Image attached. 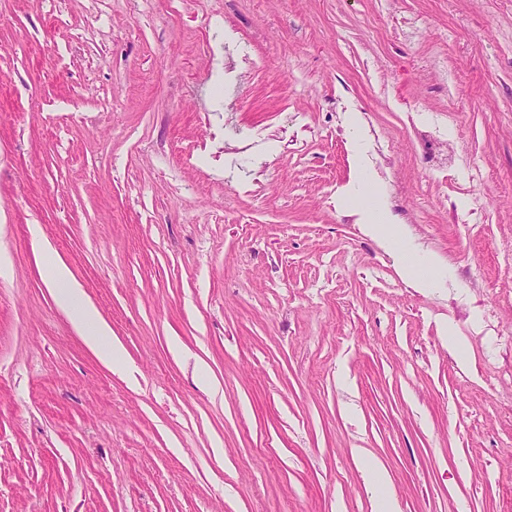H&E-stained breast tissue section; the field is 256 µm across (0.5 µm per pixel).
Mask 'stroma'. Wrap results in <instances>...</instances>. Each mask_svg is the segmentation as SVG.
<instances>
[{"instance_id": "35a3bbf8", "label": "stroma", "mask_w": 512, "mask_h": 512, "mask_svg": "<svg viewBox=\"0 0 512 512\" xmlns=\"http://www.w3.org/2000/svg\"><path fill=\"white\" fill-rule=\"evenodd\" d=\"M1 257L0 512H512V0H0ZM365 229L374 238L381 239L385 247L400 260L402 275L417 288H432L433 275H422L409 262L407 247L402 233L393 224H385L383 217L378 215L367 220ZM42 275L55 287L57 305L69 312L88 346L97 350L107 364L113 367L119 365L122 356L119 345L112 343L108 327L96 310L85 302L81 289L73 283L70 270L60 262L50 261L43 265ZM365 484L372 490V512H400L397 498L382 492L387 482L385 469L379 464L365 463L362 468Z\"/></svg>"}]
</instances>
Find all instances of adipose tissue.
Listing matches in <instances>:
<instances>
[{"mask_svg": "<svg viewBox=\"0 0 512 512\" xmlns=\"http://www.w3.org/2000/svg\"><path fill=\"white\" fill-rule=\"evenodd\" d=\"M365 229L372 237L381 239L386 248L399 258L401 273L409 283L418 288L432 287L433 276L420 274L409 262L404 237L394 225L385 223L382 217L377 216L368 220ZM42 275L54 286L57 305L69 312L88 346L97 350L107 364L119 365L122 356L119 345L112 343L106 324L96 310L85 302L81 289L72 280L70 270L62 263L50 261L43 265Z\"/></svg>", "mask_w": 512, "mask_h": 512, "instance_id": "adipose-tissue-1", "label": "adipose tissue"}]
</instances>
